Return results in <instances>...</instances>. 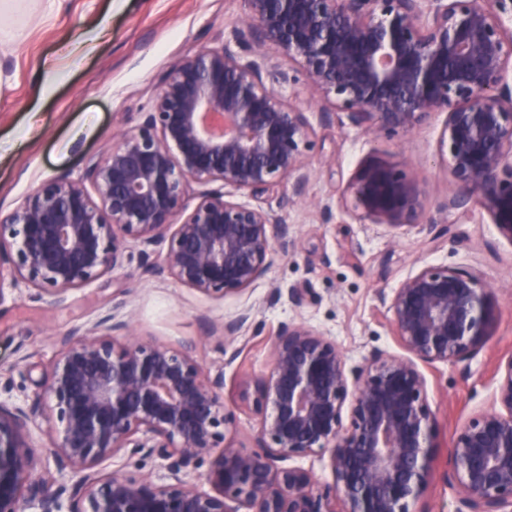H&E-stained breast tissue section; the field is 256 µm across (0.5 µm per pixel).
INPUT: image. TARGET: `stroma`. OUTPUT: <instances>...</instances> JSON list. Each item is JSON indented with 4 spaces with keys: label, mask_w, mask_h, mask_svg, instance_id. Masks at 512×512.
<instances>
[{
    "label": "stroma",
    "mask_w": 512,
    "mask_h": 512,
    "mask_svg": "<svg viewBox=\"0 0 512 512\" xmlns=\"http://www.w3.org/2000/svg\"><path fill=\"white\" fill-rule=\"evenodd\" d=\"M241 0H0V219H6L41 181L79 176L89 157L108 150L146 111L159 78L178 58L223 45L241 19ZM443 115L409 135L368 140L339 122L316 124V150L307 193L287 185L262 194L261 205L279 211L300 247L276 256L263 280L223 299H210L173 279L143 273L138 261L72 292L61 303L35 289L6 290L0 298V398L16 403L33 395L54 355L55 337L92 327L113 300H125L132 332L145 341L190 344L204 369L224 372V400L235 409L237 443L250 445L258 425L239 411L244 381L270 362V339L288 320L306 323L334 339L348 365L375 348L401 353L391 316L377 291L395 287L419 268L460 266L498 291L494 332L468 369L425 367L428 399L437 414L432 439L437 476L421 500L427 512H454L452 490L441 478L461 424L487 403L502 359L512 356V242L495 225L460 217L451 233L430 245L419 227L390 235L362 224L339 206V187L374 155L417 169L429 203L446 197V164L437 153ZM334 218L324 222L320 208ZM304 289L294 307L269 305L271 284ZM251 308L253 319L235 341L241 355L224 362L226 317Z\"/></svg>",
    "instance_id": "stroma-1"
}]
</instances>
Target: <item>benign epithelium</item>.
Instances as JSON below:
<instances>
[{
	"label": "benign epithelium",
	"instance_id": "benign-epithelium-1",
	"mask_svg": "<svg viewBox=\"0 0 512 512\" xmlns=\"http://www.w3.org/2000/svg\"><path fill=\"white\" fill-rule=\"evenodd\" d=\"M242 2L230 38L170 66L133 129L80 176L32 186L0 223V301L6 271L62 302L123 267L131 241L146 272L207 297L263 279L297 239L278 212L231 191L286 181L305 195L315 130L291 101L300 83L324 104L320 120L375 140L445 114L437 150L448 195L432 208L416 169L370 158L340 188L347 213L393 235L417 225L433 243L450 232L449 215L477 212L512 242V0ZM191 193L194 207L174 222ZM377 299L406 354L374 349L349 367L324 333L281 323L268 370L242 385L259 425L248 449L227 439L236 417L224 372L133 337L117 302L103 332L57 339L31 398L0 400V512H419L436 428L420 364L468 368L493 335L496 289L472 271L427 266ZM282 301L299 306L303 293L277 284L267 303ZM250 318L225 319L224 336ZM42 423L58 470L80 473L68 488L40 476L31 437ZM450 453L456 512H512V356ZM324 454L331 484L285 465ZM117 455L158 461L165 481L104 471Z\"/></svg>",
	"mask_w": 512,
	"mask_h": 512
}]
</instances>
